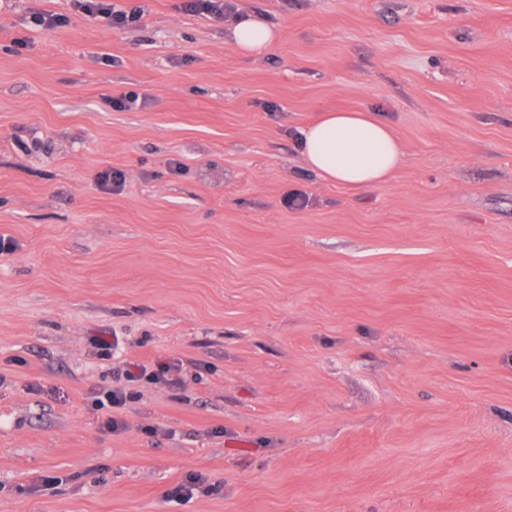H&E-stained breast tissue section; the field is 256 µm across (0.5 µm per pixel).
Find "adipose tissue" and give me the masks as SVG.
Listing matches in <instances>:
<instances>
[{
  "mask_svg": "<svg viewBox=\"0 0 512 512\" xmlns=\"http://www.w3.org/2000/svg\"><path fill=\"white\" fill-rule=\"evenodd\" d=\"M229 41L247 57H259L277 41L276 30L253 16L234 18ZM301 154L320 179L364 189L385 181L404 153L391 127L368 111H331L300 131Z\"/></svg>",
  "mask_w": 512,
  "mask_h": 512,
  "instance_id": "obj_1",
  "label": "adipose tissue"
}]
</instances>
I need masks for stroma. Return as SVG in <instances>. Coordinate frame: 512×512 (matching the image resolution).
Listing matches in <instances>:
<instances>
[{
	"label": "stroma",
	"instance_id": "obj_1",
	"mask_svg": "<svg viewBox=\"0 0 512 512\" xmlns=\"http://www.w3.org/2000/svg\"><path fill=\"white\" fill-rule=\"evenodd\" d=\"M228 3L269 53L0 0V512H512V0ZM336 109L391 125L385 182L306 168ZM229 42L243 56L260 57L277 41L276 30L263 19L253 16H238L228 28Z\"/></svg>",
	"mask_w": 512,
	"mask_h": 512
}]
</instances>
